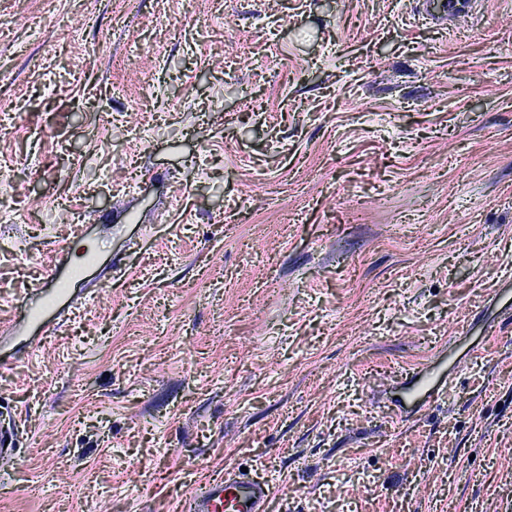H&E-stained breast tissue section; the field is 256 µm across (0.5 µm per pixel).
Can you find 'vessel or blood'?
<instances>
[{"label":"vessel or blood","instance_id":"b4317fda","mask_svg":"<svg viewBox=\"0 0 512 512\" xmlns=\"http://www.w3.org/2000/svg\"><path fill=\"white\" fill-rule=\"evenodd\" d=\"M436 17L459 18L469 0H425ZM95 256L85 252L79 261L59 259L36 288L35 300L17 309L13 322L29 335L48 337L54 331L55 313L69 294L70 283L84 266L92 264ZM447 371L427 373L409 386L405 392L408 401L432 398L434 392L445 388ZM271 488L268 480L254 474L217 475L182 499L178 512H266Z\"/></svg>","mask_w":512,"mask_h":512}]
</instances>
